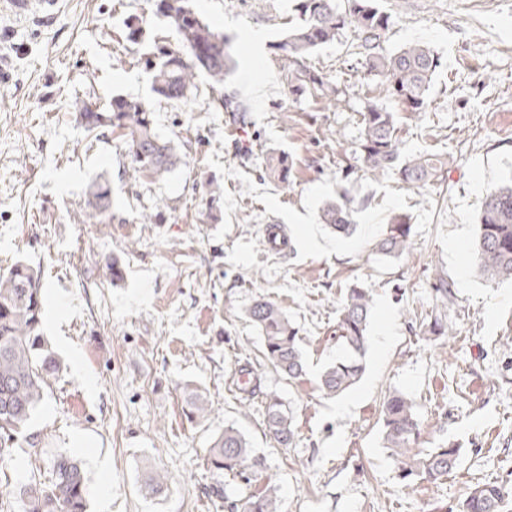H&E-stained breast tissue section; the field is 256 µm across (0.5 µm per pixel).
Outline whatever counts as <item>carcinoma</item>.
Here are the masks:
<instances>
[{
  "label": "carcinoma",
  "instance_id": "1",
  "mask_svg": "<svg viewBox=\"0 0 512 512\" xmlns=\"http://www.w3.org/2000/svg\"><path fill=\"white\" fill-rule=\"evenodd\" d=\"M154 15L164 19L179 36L172 47L156 44L153 52L138 59L149 75L153 99L116 95L101 108L85 100L74 102L78 120L97 136H116L127 149L132 176L153 180L165 178L178 162L176 146L162 139L156 131L153 101L181 103L197 88L204 75L217 93L215 101L231 114L234 122L246 123L248 108L236 94L224 92L232 70V46L228 36L206 22L192 0H150ZM298 23L288 27L277 45L282 60L288 64V88L294 95L335 99L339 89L327 74L304 65V60L318 48L335 41L344 31L357 37L360 65L369 76L380 79L388 97L399 107H391L373 98L363 102L360 111L362 137L359 160L363 170L373 174L393 173L409 187H421L443 176L447 162L433 154L405 156L399 149L398 112L414 116L427 111L432 80L441 66L440 57L430 47L412 43L389 52L383 48L391 16L375 0H346L340 7L336 0H293ZM145 35L137 16L125 19L122 37L129 46L142 42ZM291 169L288 156L267 159L264 177L286 188ZM350 198L343 194L327 202L320 220L337 236L348 238L356 230L352 222ZM81 223L104 224L112 217V187L108 178L95 179L78 211ZM412 224L407 216L394 214L387 229L374 245L384 257H398L411 247ZM477 272L487 282L512 278V185L491 189L485 197L478 221L476 239ZM433 291L440 314L419 324L420 334L449 336L447 311L455 304L453 282L439 274ZM372 293L354 284L344 293L339 307L336 339L350 356L324 366L319 375V389L335 398L353 387L364 372ZM44 285L39 270L18 262L0 274V463L17 453V435L30 423L44 399L52 375L61 364L43 336ZM247 317L259 330L262 362L290 383L306 375V360L298 330L281 307L269 299H258L246 310ZM185 409L191 418H203L209 402L195 390L185 391ZM268 432L282 448L295 440L293 417L277 397L266 409ZM383 445L397 463V477L406 485L417 481L433 482L457 467L461 449L443 445L424 452L413 448L420 421L412 402L398 391H390L382 402ZM249 442L233 427L224 428L209 448L208 462L216 472L244 466ZM86 473L81 463L67 454L52 461L50 478H33L12 492L23 512H88ZM167 478L154 470L145 479L149 494H159ZM502 487L485 483L470 489L458 512H503ZM242 512H281L278 488L267 485L241 505Z\"/></svg>",
  "mask_w": 512,
  "mask_h": 512
}]
</instances>
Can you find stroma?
Masks as SVG:
<instances>
[{
	"instance_id": "1",
	"label": "stroma",
	"mask_w": 512,
	"mask_h": 512,
	"mask_svg": "<svg viewBox=\"0 0 512 512\" xmlns=\"http://www.w3.org/2000/svg\"><path fill=\"white\" fill-rule=\"evenodd\" d=\"M377 4L392 17L386 50L419 42L441 58L427 112L399 121L404 154L450 161L445 181L421 190L357 168L359 111L374 81L351 31L306 60L337 83L338 101L289 96L276 44L296 21L292 0H194L234 45L225 87L246 102L248 120L217 108L203 78L187 102L156 103V130L180 157L161 181L128 175L123 144L89 134L73 110L78 98L104 106L117 94L150 97L133 57L178 35L148 0H56L51 13L26 16L0 7V52L12 61L11 80L0 82V272L18 261L40 269L43 334L61 362L29 445L0 466V496L31 474L48 476L62 452L83 464L89 512H231L269 483L282 512H457L468 488L493 482L512 505V281L481 280L474 248L488 190L512 182V0ZM131 14L144 19L136 50L121 38ZM271 152L294 160L288 187L262 176ZM350 166L355 174L344 177ZM103 174L115 217L79 223L87 186ZM211 182L220 196H207ZM342 192L357 226L345 239L319 221ZM152 211L155 222L142 223ZM396 213L411 218L412 247L385 260L372 245ZM270 224L288 250L268 249ZM114 258L123 269L115 284L102 270ZM439 274L456 283L446 339L420 335L418 325L436 312ZM354 282L373 296L365 372L328 399L318 375L344 353L338 306ZM261 297L296 326L308 368L297 384L264 370L246 405L234 378L260 360L245 311ZM188 383L207 395L203 420L183 411ZM392 390L416 407L418 448H461L448 476L399 481L382 440ZM270 395L292 412L293 448L265 433L261 402ZM228 426L250 455L217 474L207 454ZM150 468L168 473L157 498L140 488Z\"/></svg>"
}]
</instances>
